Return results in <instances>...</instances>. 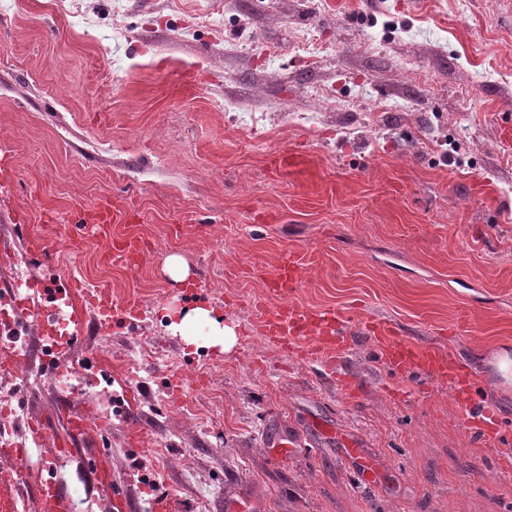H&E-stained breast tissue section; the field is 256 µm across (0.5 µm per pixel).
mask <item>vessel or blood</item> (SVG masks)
<instances>
[{
  "label": "vessel or blood",
  "instance_id": "1",
  "mask_svg": "<svg viewBox=\"0 0 512 512\" xmlns=\"http://www.w3.org/2000/svg\"><path fill=\"white\" fill-rule=\"evenodd\" d=\"M96 231L109 242V253L116 257L135 262L141 250L136 239L116 238L112 235V224L116 217L109 207H101L95 214ZM259 317L263 323L268 341L279 344L298 358L311 362L319 361L325 345L340 346L347 331L339 316L331 312L312 313L301 305L289 302L276 307L260 306ZM363 328L366 332L385 338L384 349L389 363L395 367L417 365L427 369L433 376L449 381L453 390L468 394L472 375L448 358L446 351L437 347L417 348L397 341L395 327L387 322L370 319ZM468 422L471 429L479 431L489 441H496L499 433V419L493 408L469 406ZM66 437L57 447L69 452L78 442L84 440L92 429L89 417L81 412L66 410ZM98 485L110 498L115 512H125L127 501L121 490L112 482V474L106 467L96 469ZM39 512H68V499L60 487L51 481H43L39 488Z\"/></svg>",
  "mask_w": 512,
  "mask_h": 512
}]
</instances>
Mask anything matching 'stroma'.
Returning <instances> with one entry per match:
<instances>
[{
    "mask_svg": "<svg viewBox=\"0 0 512 512\" xmlns=\"http://www.w3.org/2000/svg\"><path fill=\"white\" fill-rule=\"evenodd\" d=\"M0 158V286L27 300L0 305V361L32 356L0 384L47 422L18 434L34 462L0 463L19 512L48 478L113 512L101 454L127 512L160 490L171 512H512V0H0ZM105 201L147 245L136 265L81 231ZM197 287L237 324L232 353L168 330ZM86 289L140 312L95 323ZM288 300L344 318L327 365L264 338L256 303ZM369 318L464 364L501 440L465 428L447 382L391 366ZM65 404L101 428L60 454ZM99 488L110 498L113 507L117 512L126 510L127 500L121 490L112 483V474L104 466H96Z\"/></svg>",
    "mask_w": 512,
    "mask_h": 512,
    "instance_id": "1",
    "label": "stroma"
}]
</instances>
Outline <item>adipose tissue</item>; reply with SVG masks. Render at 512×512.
I'll list each match as a JSON object with an SVG mask.
<instances>
[{"mask_svg":"<svg viewBox=\"0 0 512 512\" xmlns=\"http://www.w3.org/2000/svg\"><path fill=\"white\" fill-rule=\"evenodd\" d=\"M165 319L170 329L190 347H211L228 353L238 342L235 326L205 306L170 309L166 311Z\"/></svg>","mask_w":512,"mask_h":512,"instance_id":"ef3b65f1","label":"adipose tissue"}]
</instances>
